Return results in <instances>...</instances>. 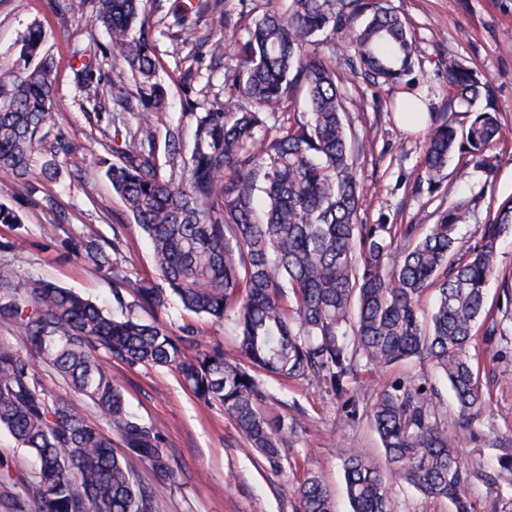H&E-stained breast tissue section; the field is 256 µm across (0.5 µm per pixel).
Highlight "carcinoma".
Wrapping results in <instances>:
<instances>
[{"label": "carcinoma", "mask_w": 512, "mask_h": 512, "mask_svg": "<svg viewBox=\"0 0 512 512\" xmlns=\"http://www.w3.org/2000/svg\"><path fill=\"white\" fill-rule=\"evenodd\" d=\"M234 16L224 0H55L63 15H89L108 41L76 52L75 78L97 114L112 121L105 177L150 241L156 276L121 286L139 306L155 310L174 298L214 323H232L241 360L203 347L195 331H178L131 314H109L95 301L43 278L0 271V321L20 336V348L0 345V430L38 462L27 480L17 461H0V477L17 488L7 512H156L159 488L143 482L131 460L184 485L159 432L133 416L104 352L135 367L177 372L194 397L217 404L250 448L274 472L293 425L265 409V375L298 383L313 379L357 414L352 385L414 360L446 377L459 414L478 415L486 398L484 364L470 351L478 331L509 340L512 315L487 304L498 271V241L512 229V200L482 226L473 246L458 229L479 198H463L430 215L433 223L361 224V186L354 161L363 144L354 131L342 79L320 44L349 36L348 75L371 85L393 84L414 67L408 23L388 0H290L284 12L271 0H241ZM199 25L242 31L238 64L224 72V94L207 103L185 95L183 117L195 125L186 150L182 130L167 119V97L156 81L152 29ZM224 62V38L205 32L195 49ZM21 65H0V173L57 179L60 161L78 167L54 125L55 62L44 33L31 25L21 38ZM112 59L107 71L100 60ZM451 103L472 108L458 130L447 112L432 116L423 145L427 191L442 188L448 161L467 154L494 179L493 152L509 135L493 104L491 85L475 71L448 68ZM304 98L309 112H292ZM136 116L130 125L124 113ZM166 128L159 147V126ZM120 238L86 235L69 242L73 254L111 273ZM432 292L431 312L422 297ZM41 363L91 401L127 449L90 423L75 399L52 396L34 371ZM369 420L388 469L358 450L344 458L351 512H394L391 472L454 512H477L467 494L476 469L448 436V413L425 377H399L376 396ZM489 485L512 486V453L499 458ZM302 512H336L334 492L315 472L297 487Z\"/></svg>", "instance_id": "obj_1"}]
</instances>
